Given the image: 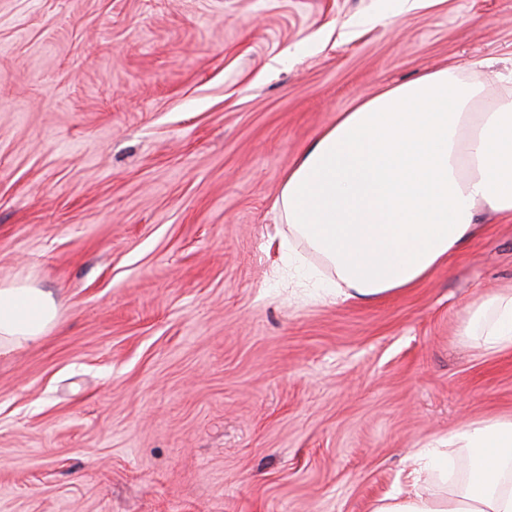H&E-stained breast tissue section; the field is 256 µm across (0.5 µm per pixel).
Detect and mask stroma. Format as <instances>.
Listing matches in <instances>:
<instances>
[{"label": "stroma", "mask_w": 512, "mask_h": 512, "mask_svg": "<svg viewBox=\"0 0 512 512\" xmlns=\"http://www.w3.org/2000/svg\"><path fill=\"white\" fill-rule=\"evenodd\" d=\"M512 74V0H0V512H367L409 458L512 417V220L378 302L288 280L285 175L337 113L440 68ZM57 318L51 293L28 284H0V352L38 342ZM461 336L492 353L512 348V291L484 296L468 311Z\"/></svg>", "instance_id": "stroma-1"}]
</instances>
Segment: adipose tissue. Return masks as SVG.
<instances>
[{
	"label": "adipose tissue",
	"mask_w": 512,
	"mask_h": 512,
	"mask_svg": "<svg viewBox=\"0 0 512 512\" xmlns=\"http://www.w3.org/2000/svg\"><path fill=\"white\" fill-rule=\"evenodd\" d=\"M290 236L333 272L342 300L373 302L425 280L473 238L480 210L512 219V91L439 69L338 113L286 174L277 200ZM53 295L0 284V351L38 342L57 323ZM461 334L512 348V291L467 313ZM408 490L368 512H512V418L471 423L413 455Z\"/></svg>",
	"instance_id": "adipose-tissue-1"
}]
</instances>
